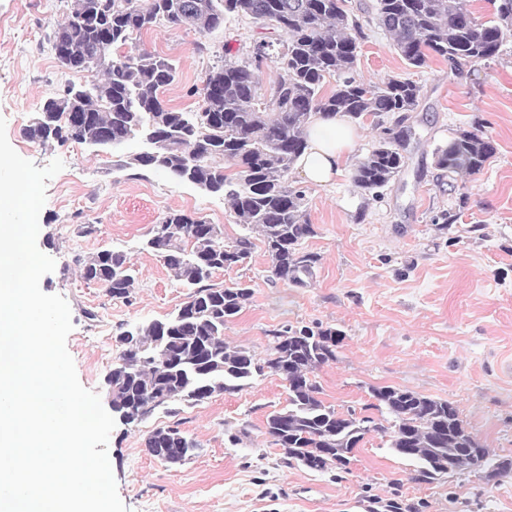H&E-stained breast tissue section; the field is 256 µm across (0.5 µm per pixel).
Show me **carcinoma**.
<instances>
[{
	"label": "carcinoma",
	"instance_id": "carcinoma-1",
	"mask_svg": "<svg viewBox=\"0 0 512 512\" xmlns=\"http://www.w3.org/2000/svg\"><path fill=\"white\" fill-rule=\"evenodd\" d=\"M348 0H72L69 13L48 37L60 67L93 72V82L67 83L43 104L25 129L32 141H56L114 149L138 140L145 149L125 168L160 171L177 183L224 197L243 232L229 241L202 217L167 212L152 226L146 248L172 277L190 289L186 301L164 320L125 329L117 336L118 359L106 379L112 411L123 424H137L162 410L201 402L215 393H235L256 377L278 375L286 383V405L267 417V433L289 464L313 472L347 474L355 450L371 432L390 434L391 448L415 464L413 480L434 484L447 475L450 458L490 481L512 472V458L483 446L468 432L458 408L393 386L371 388L364 410L339 413L322 399L314 372L336 360L344 334L316 323L271 331L267 357L230 346L224 327L250 303L245 284L219 287L220 270L249 258L260 240L271 260L272 278L293 288L312 285L320 255L302 247L316 230L305 195L289 183L307 148L306 129L322 114L361 121L394 116L377 144L355 164L353 181L371 192L401 170L406 114L418 105L420 86L408 78L367 83L354 76L365 32ZM489 18L476 16L466 0H376V20L392 46L412 67L432 57L457 66L488 61L512 37V0H485ZM252 20L264 30L256 42L263 57L210 69L193 90L201 104L175 110L160 96L177 73L165 57L126 47L139 34L164 26L203 39L224 27L226 17ZM277 68L276 81L261 87L262 63ZM330 78L336 88L323 87ZM496 152L479 130L463 131L433 151L435 167L474 175ZM80 276L129 300L136 270L126 254L102 249L77 255ZM148 452L171 465L193 456L195 441L174 422L153 430Z\"/></svg>",
	"mask_w": 512,
	"mask_h": 512
}]
</instances>
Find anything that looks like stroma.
<instances>
[{
	"mask_svg": "<svg viewBox=\"0 0 512 512\" xmlns=\"http://www.w3.org/2000/svg\"><path fill=\"white\" fill-rule=\"evenodd\" d=\"M71 0H0V117L23 158L44 167L61 158L70 181L53 177L39 216L37 246L56 261L41 280L45 293L69 303L74 328L67 338L83 387L105 394L111 369L101 349L119 354L121 329L162 320L186 302L159 257L143 248L153 224L179 210L239 233L223 197L152 170L131 175L122 164L139 151L130 143L112 154L74 143L46 145L24 131L65 81L47 38ZM376 0H348L364 26L356 75L367 82L411 78L421 88L406 121L400 173L378 193L357 187L351 171L333 185L289 180L305 194L316 234L304 240L321 262L311 287L271 281L264 246L214 283L250 285L247 308L224 328L231 345L266 357L271 332L284 325L322 324L345 336L334 362L315 372L323 398L338 412L370 402V387L390 385L453 402L467 429L492 452L512 457V38L491 61L455 67L440 58L408 67L374 20ZM255 25L229 18L223 30L194 48L195 33L157 27L130 44L176 60L163 98L170 107L198 104L199 86L220 56L240 60L258 38ZM481 129L497 152L470 176L436 169L435 147L458 132ZM95 225L93 234L84 225ZM125 252L138 282L131 301L110 297L80 278L74 254ZM275 375L243 390L182 404L177 417L158 412L137 425L116 424L108 455L128 512H372L375 501L399 497L412 512H512V473L488 482L469 471L427 485L412 479L410 461L396 455L387 435L370 433L355 452L350 474L288 465L267 433L266 418L285 404ZM178 420L199 445L186 463L171 466L144 447L149 432Z\"/></svg>",
	"mask_w": 512,
	"mask_h": 512,
	"instance_id": "stroma-1",
	"label": "stroma"
}]
</instances>
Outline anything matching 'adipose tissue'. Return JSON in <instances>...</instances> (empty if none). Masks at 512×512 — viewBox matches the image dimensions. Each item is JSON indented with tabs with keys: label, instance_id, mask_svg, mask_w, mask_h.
<instances>
[{
	"label": "adipose tissue",
	"instance_id": "1",
	"mask_svg": "<svg viewBox=\"0 0 512 512\" xmlns=\"http://www.w3.org/2000/svg\"><path fill=\"white\" fill-rule=\"evenodd\" d=\"M355 146V133L339 116H317L308 127V147L296 168L308 181L326 184L347 165Z\"/></svg>",
	"mask_w": 512,
	"mask_h": 512
}]
</instances>
